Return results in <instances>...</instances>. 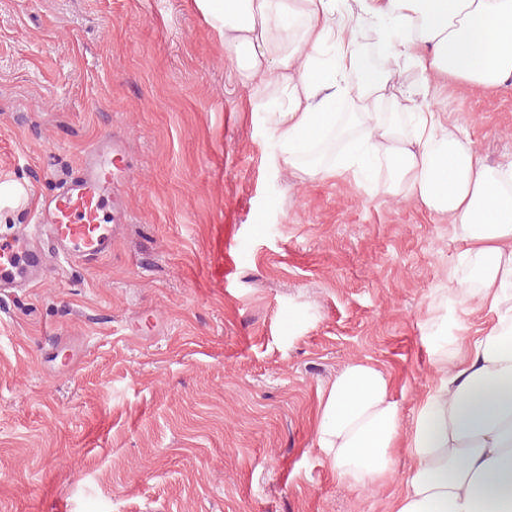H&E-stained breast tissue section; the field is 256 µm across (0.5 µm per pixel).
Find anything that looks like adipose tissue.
I'll list each match as a JSON object with an SVG mask.
<instances>
[{
  "label": "adipose tissue",
  "instance_id": "1",
  "mask_svg": "<svg viewBox=\"0 0 512 512\" xmlns=\"http://www.w3.org/2000/svg\"><path fill=\"white\" fill-rule=\"evenodd\" d=\"M218 39L282 132L290 164L310 174L370 172L386 161L392 186L410 188L467 235L466 258L478 287L456 288L445 315L473 302L495 318L480 336L451 335L430 356L443 376L419 402L408 433L392 380L352 362L330 384L318 411L317 445L351 486L385 485L394 457L413 466L390 512H512V165L481 168L469 145L432 111L417 113L416 149L404 147L399 120L410 88L389 67H369L348 15L374 23L385 57H405L421 74L492 90L512 80V0H195ZM336 58L322 60L325 45ZM280 72L270 83V69ZM337 94L316 99L320 86ZM366 117L363 148L342 165L317 148L341 135L344 105ZM393 115L380 116L383 105Z\"/></svg>",
  "mask_w": 512,
  "mask_h": 512
}]
</instances>
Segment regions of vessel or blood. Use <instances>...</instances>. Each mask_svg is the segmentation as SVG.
Masks as SVG:
<instances>
[{
    "label": "vessel or blood",
    "mask_w": 512,
    "mask_h": 512,
    "mask_svg": "<svg viewBox=\"0 0 512 512\" xmlns=\"http://www.w3.org/2000/svg\"><path fill=\"white\" fill-rule=\"evenodd\" d=\"M123 161L119 139L92 142L79 169L43 199L37 224L0 237L1 290L43 283L52 258L89 264L111 253L116 226L104 216L113 203V170Z\"/></svg>",
    "instance_id": "vessel-or-blood-1"
}]
</instances>
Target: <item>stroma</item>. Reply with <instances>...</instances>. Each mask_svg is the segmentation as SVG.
<instances>
[{"instance_id":"stroma-1","label":"stroma","mask_w":512,"mask_h":512,"mask_svg":"<svg viewBox=\"0 0 512 512\" xmlns=\"http://www.w3.org/2000/svg\"><path fill=\"white\" fill-rule=\"evenodd\" d=\"M414 90L491 168L512 163V80ZM121 136L122 226L97 263L0 293V512H388L317 446L336 374L393 380L402 431L440 369L429 312L477 283L468 241L408 188L288 164L193 0H0V183L31 191L0 235L99 137ZM51 336L81 341L47 363ZM81 481H73V473Z\"/></svg>"}]
</instances>
